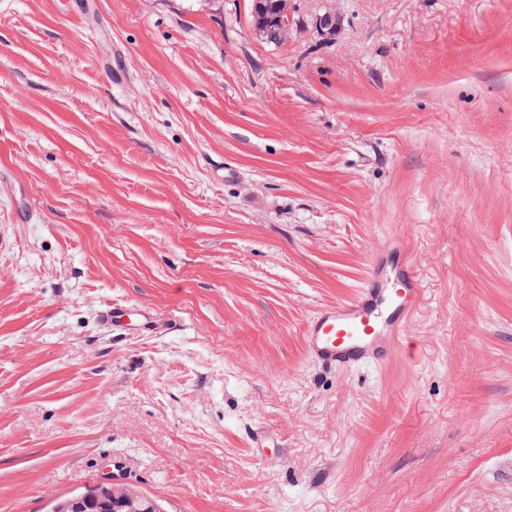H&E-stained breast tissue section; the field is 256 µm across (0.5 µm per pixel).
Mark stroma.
Returning <instances> with one entry per match:
<instances>
[{"mask_svg": "<svg viewBox=\"0 0 512 512\" xmlns=\"http://www.w3.org/2000/svg\"><path fill=\"white\" fill-rule=\"evenodd\" d=\"M290 2L0 0V512H512V0ZM390 249L402 342L320 365ZM282 2L283 0H251V23L254 27L257 23L263 22L266 35L265 40L260 41L266 45L283 44L288 40L290 30L300 25L298 15L293 16L292 24L289 23ZM102 317L111 326L134 318L139 329L148 333H158L166 329V325L160 323L155 311L144 305H112L103 311Z\"/></svg>", "mask_w": 512, "mask_h": 512, "instance_id": "obj_1", "label": "stroma"}]
</instances>
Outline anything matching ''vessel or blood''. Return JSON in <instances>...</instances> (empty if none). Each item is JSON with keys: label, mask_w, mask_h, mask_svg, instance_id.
Wrapping results in <instances>:
<instances>
[{"label": "vessel or blood", "mask_w": 512, "mask_h": 512, "mask_svg": "<svg viewBox=\"0 0 512 512\" xmlns=\"http://www.w3.org/2000/svg\"><path fill=\"white\" fill-rule=\"evenodd\" d=\"M420 296L418 281L407 267H374L365 288L353 299L318 311L305 330L310 355L329 366L355 362L393 352L400 327ZM108 324L136 321L148 333L163 331L155 311L144 305L121 304L102 314Z\"/></svg>", "instance_id": "obj_1"}]
</instances>
